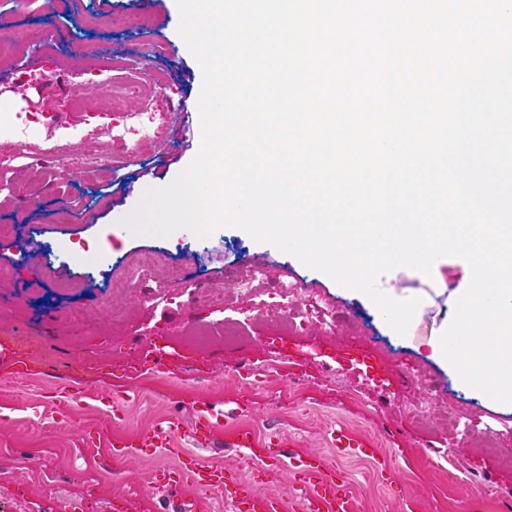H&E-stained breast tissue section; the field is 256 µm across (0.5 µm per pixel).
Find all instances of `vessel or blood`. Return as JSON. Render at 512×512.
I'll list each match as a JSON object with an SVG mask.
<instances>
[{"instance_id":"vessel-or-blood-1","label":"vessel or blood","mask_w":512,"mask_h":512,"mask_svg":"<svg viewBox=\"0 0 512 512\" xmlns=\"http://www.w3.org/2000/svg\"><path fill=\"white\" fill-rule=\"evenodd\" d=\"M182 438L191 440L192 449L179 447ZM214 440V413L203 407L196 409L190 424L172 418L136 436L114 437L109 458L117 464L165 450L176 463L153 469L151 488L172 493L191 486L219 496L231 512H285L290 500L300 512H356L353 492L333 460L315 452L296 453L292 436L276 432L260 444L250 429H234L226 443L253 456L254 462L246 470L205 464L197 451L212 446ZM328 443L340 456L373 459L378 454L371 439L342 428L336 429ZM280 481L285 482L286 492L272 491V484Z\"/></svg>"}]
</instances>
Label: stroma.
Listing matches in <instances>:
<instances>
[{
	"mask_svg": "<svg viewBox=\"0 0 512 512\" xmlns=\"http://www.w3.org/2000/svg\"><path fill=\"white\" fill-rule=\"evenodd\" d=\"M44 0H0V15L31 41L12 59L23 93L0 94V112L15 132L0 136V224L14 227L0 241V402L15 410L0 420V493L13 482L28 494L17 512H64L71 498H92V512H111L113 492L126 499L125 512H177L170 496L150 490L149 470L167 463L165 455L113 464L112 437L137 435L173 416L190 419L201 406L218 413V440L235 426L249 427L258 441L273 430L296 438L301 451L327 452L325 430L343 426L370 438L377 459L343 458L336 468L356 489V512H512V408L463 386L455 370L432 356L430 341L449 326L455 291L471 270L458 257L438 259L431 275L400 267L385 275L397 297L420 300L406 335L397 334L363 295L341 287L272 245L255 242L241 228L224 226L200 239L187 230L170 237L127 232L119 217L136 208L146 188L168 185L201 147L200 97L203 72L178 33L176 0H80L91 16L111 15L110 33L73 29L70 16L50 20ZM134 13L151 16L145 29L129 28ZM71 30L72 41L58 44L54 60L32 45L49 22ZM108 43L132 64L148 62L160 78L148 106L127 100L106 117L93 110L103 89L84 71L70 67L72 42ZM179 105H172V98ZM51 99L54 124L90 138L101 164L74 179L53 177L54 163L38 152L45 127L19 125L35 103ZM152 112L163 138L152 155L113 152L108 124ZM56 244L40 268L18 254L20 245ZM155 252L180 270L168 276L155 269L116 291L112 282L133 269L144 252ZM264 266L266 288L288 281L303 288L318 317L289 326L286 348L269 354L247 387L245 362L270 343L269 295L243 296L233 273L252 263ZM240 333L236 344L215 340L198 348L193 339L222 322ZM168 346L171 362L160 374L141 367L151 344ZM303 361L307 376L287 377V359ZM373 365L365 376L360 359ZM129 368L123 390L126 419L113 427L97 409L95 394L112 388L113 366ZM87 392L85 402L60 418L53 394L57 369ZM426 406L422 419L413 410ZM489 430L498 451L488 455L481 440L448 420L449 409ZM100 435L97 444L83 440ZM391 467L387 483L381 466Z\"/></svg>",
	"mask_w": 512,
	"mask_h": 512,
	"instance_id": "obj_1",
	"label": "stroma"
}]
</instances>
